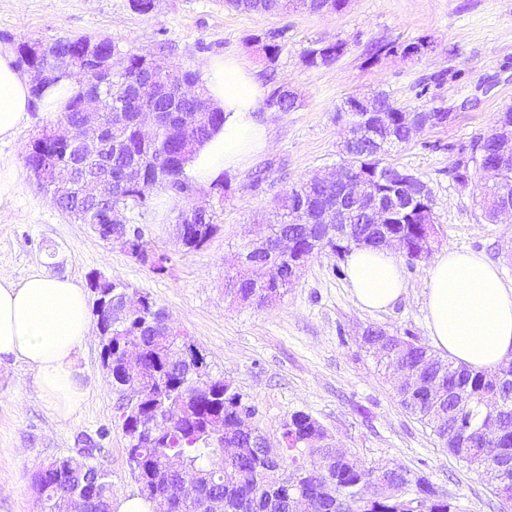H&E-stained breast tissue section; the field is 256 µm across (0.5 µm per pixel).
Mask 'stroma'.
Instances as JSON below:
<instances>
[{
    "instance_id": "35a3bbf8",
    "label": "stroma",
    "mask_w": 512,
    "mask_h": 512,
    "mask_svg": "<svg viewBox=\"0 0 512 512\" xmlns=\"http://www.w3.org/2000/svg\"><path fill=\"white\" fill-rule=\"evenodd\" d=\"M282 31L281 50L267 60L259 39ZM73 35L106 39L122 51L157 56L186 69L231 56L250 69L264 90L285 86L297 106L266 117L271 150L223 175L220 188L201 200L217 216L218 233L196 252H184L172 234L185 200L160 197L155 223L144 232L170 262L156 273L101 240L62 212L42 192L25 156L42 129L57 124L31 109L16 136L0 141V169L12 185L0 195V269L20 280L41 270L88 285L99 274L148 295L186 331L213 373L233 383L257 412L252 424L278 439L290 415L303 411L326 430L336 447L381 467L400 464L444 490L458 512H498L499 502L477 470L452 456L431 429L408 413L376 358L362 342L369 326L413 335L431 344L423 288L430 260L400 258L407 294L387 312L370 313L355 302L344 262L317 254L273 307L236 304L224 294L231 256L273 219L292 185L341 161L344 122L337 111L351 95L383 92L407 111L443 109L446 123L426 128L391 153L396 166L430 187L439 249L487 256L512 285V223L483 217L487 180L473 173L459 186L452 173L460 149L491 133L512 106V0H350L343 12L288 10L259 15L224 0H157L142 14L132 0H0V43H50ZM345 42L333 63L312 67L307 53L318 43ZM429 42L419 57L370 56L374 44ZM101 345L91 338L76 366L87 390L69 421L58 422L38 398L34 373L11 358L0 360V512H40L33 473L50 460L78 455L84 438L100 446L95 461L112 479L114 501L136 496L118 405L101 365Z\"/></svg>"
}]
</instances>
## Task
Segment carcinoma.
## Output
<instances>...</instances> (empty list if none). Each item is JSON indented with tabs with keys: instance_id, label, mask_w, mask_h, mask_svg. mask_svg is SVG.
Returning <instances> with one entry per match:
<instances>
[{
	"instance_id": "obj_1",
	"label": "carcinoma",
	"mask_w": 512,
	"mask_h": 512,
	"mask_svg": "<svg viewBox=\"0 0 512 512\" xmlns=\"http://www.w3.org/2000/svg\"><path fill=\"white\" fill-rule=\"evenodd\" d=\"M235 9L260 14L273 13V0H227ZM283 37L279 30L265 35L263 51L269 61L279 54L278 40ZM92 41L88 36L62 37L47 46L40 59L44 66L54 69L65 59L72 60L75 70L83 72L87 63L81 54L84 45ZM104 53L112 56L118 65L112 88L106 92L108 105L128 113L127 121L94 147L75 159L91 169L109 175L118 181L126 169L136 167L155 181L157 192L170 198L185 199L197 186L184 178V166L194 153L195 146L203 142L213 130L224 123V113L216 108L200 126L197 138L183 150L176 152L160 134L154 136L152 145L145 147L138 131V113L150 109V101L140 100L139 92L147 81L156 79L161 93L156 97V109L176 115L194 105L183 92L185 86H199V75L176 65H168L158 74L150 72L152 59L138 54L121 53L108 40L99 41ZM345 44L328 43L308 52L309 65L318 67L337 60ZM380 106L389 111L390 125L378 131L382 138L392 139L403 145L413 135L401 126L395 114L401 111L390 97L381 92L375 95ZM266 106L277 112H290L295 101L282 86L274 88L266 99ZM348 126L362 134L356 143L343 142L341 167L348 172L379 173L396 180L405 170L388 161L390 151L380 152L378 146L367 138L369 127L359 113L347 110ZM468 156L461 159L454 169V180L464 186L470 177V166L484 173L490 180V192L506 187L512 195V161L505 166H483L484 160L492 159L491 140L479 137L466 148ZM335 195L322 186L302 182L289 189L282 197L281 221L270 225L271 235L294 236L298 248L307 252L328 253L339 258L353 248H385V233L396 232L407 241L410 250L427 236L428 225L424 220L434 216L410 215L403 224L367 223L363 215L353 212L348 218L351 240L339 242L333 236L319 237L311 242L300 232L306 222L307 211L323 213L325 206L333 203ZM112 206L137 210V219L130 222L139 243L158 255L154 271L166 269L169 256L145 238L142 225L155 220V211L148 205V198L141 195L135 185H128L112 194ZM57 207L75 216L82 224H95L100 206L86 198H78L68 191L59 195ZM176 224L187 230L184 251L190 253L202 249L217 233L216 216L205 213L193 215L188 209L179 212ZM247 260L251 272L243 279L226 273L227 294L233 301L256 309H264L269 293L283 295L290 287L286 280H279L276 268L287 260H278L268 254L250 253ZM112 359V372L120 368L121 351L135 346L140 352L141 373L138 381L143 398L137 411L150 418H160L157 436L149 443L132 446L128 461L144 499L157 503L160 496L182 501L178 512H207L203 505L210 499H224V512H294L297 501L305 500L309 512H336V501L345 495L356 493L365 483L369 465L353 455L341 459L331 447L328 436L311 415L298 411L283 424L280 438L271 440L259 429L248 434L238 428L239 414H254V407L244 401L243 395L226 382L220 374L206 369L200 378L192 373L183 358L182 348H195L197 344L182 330L168 325V316L152 299L126 317L121 325L110 329L104 337ZM404 358L412 365L425 364L430 369L429 378H439L444 393L439 398L443 404L458 408L462 426L468 428L472 447L478 449L463 461L474 463L491 483L495 474L489 468L482 448H512V395L506 401L500 417L499 431L494 436L483 432L486 409L482 405L485 394L493 389L498 378L512 379V363H501L491 371L472 370L455 366L441 358L426 345L415 339H404ZM401 406L424 425L430 427L453 456L447 422L437 418L434 409L415 401L407 395L406 387L394 385ZM238 449L233 457L224 455L226 447ZM94 450L87 449L79 458H56L32 476L42 512H70L71 494L83 492L88 500L89 512H111L112 481L97 464L93 463ZM388 481L401 490L399 496L379 495L359 507L361 512H451L447 500H428L424 494L433 492L432 484L402 465L391 467Z\"/></svg>"
}]
</instances>
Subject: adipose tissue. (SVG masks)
<instances>
[{
    "instance_id": "obj_1",
    "label": "adipose tissue",
    "mask_w": 512,
    "mask_h": 512,
    "mask_svg": "<svg viewBox=\"0 0 512 512\" xmlns=\"http://www.w3.org/2000/svg\"><path fill=\"white\" fill-rule=\"evenodd\" d=\"M208 97L224 123L198 146L184 168L198 185L215 182L271 146L260 111L263 90L237 59L219 57L203 69ZM31 79L0 44V140L11 138L31 103ZM357 304L368 311L394 307L406 292L403 270L389 250L356 248L344 260ZM434 345L450 361L492 370L512 358V289L497 267L475 252L448 249L433 261L424 288ZM91 337L87 294L73 279L36 271L14 280L0 269V359L24 363L39 396L59 421L80 410L86 390L74 355Z\"/></svg>"
}]
</instances>
